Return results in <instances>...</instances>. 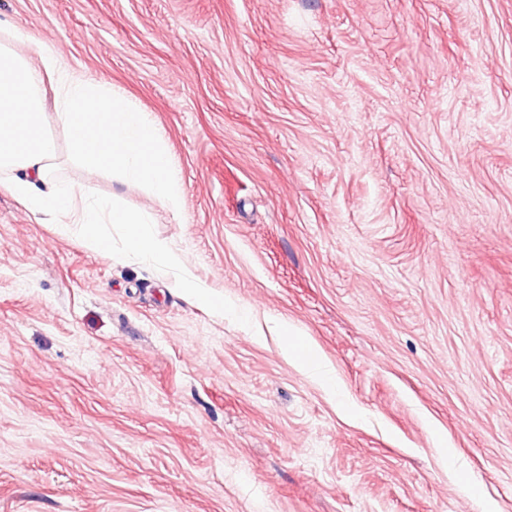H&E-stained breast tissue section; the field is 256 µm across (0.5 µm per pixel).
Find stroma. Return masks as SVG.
<instances>
[{
    "label": "stroma",
    "instance_id": "1",
    "mask_svg": "<svg viewBox=\"0 0 512 512\" xmlns=\"http://www.w3.org/2000/svg\"><path fill=\"white\" fill-rule=\"evenodd\" d=\"M1 27L150 115L180 213L56 126L60 174L224 309L0 185V512H512V0H0Z\"/></svg>",
    "mask_w": 512,
    "mask_h": 512
}]
</instances>
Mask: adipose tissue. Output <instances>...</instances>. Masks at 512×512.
I'll return each mask as SVG.
<instances>
[{
	"instance_id": "ef3b65f1",
	"label": "adipose tissue",
	"mask_w": 512,
	"mask_h": 512,
	"mask_svg": "<svg viewBox=\"0 0 512 512\" xmlns=\"http://www.w3.org/2000/svg\"><path fill=\"white\" fill-rule=\"evenodd\" d=\"M28 41L18 28L0 36V173L7 176L6 187L36 220L57 225L85 246L111 254L112 239L101 225L118 224L129 254L160 269H178L181 253L153 236L143 214L76 193L57 174L54 123L66 132L76 160L143 187L169 210L180 211L181 176L152 121L123 95L71 71L52 51H39L37 61H30L23 51ZM40 71L54 84L50 107L36 77Z\"/></svg>"
}]
</instances>
